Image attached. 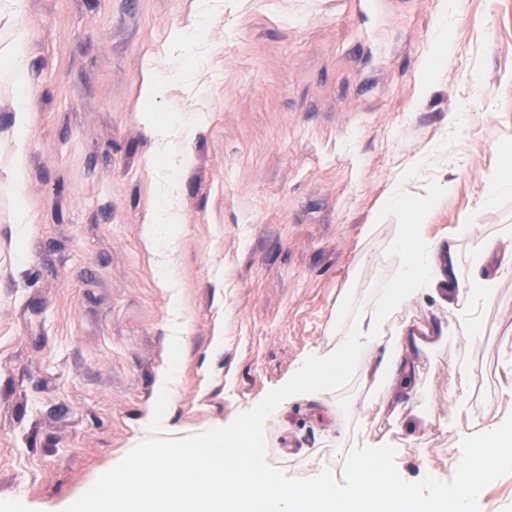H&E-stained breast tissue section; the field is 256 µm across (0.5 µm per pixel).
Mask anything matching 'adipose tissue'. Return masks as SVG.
<instances>
[{
  "mask_svg": "<svg viewBox=\"0 0 512 512\" xmlns=\"http://www.w3.org/2000/svg\"><path fill=\"white\" fill-rule=\"evenodd\" d=\"M421 225L418 214L401 225L393 246L404 260L390 288L366 305L336 346L313 356L299 369L286 389L288 397L329 395L358 366L365 384L385 385L384 405L400 408L415 387L418 360L443 333L430 326L406 324L395 343H386L384 328L390 312L424 292L450 299L468 294L482 300L497 288L502 274L512 273V254H508L496 274L462 286L455 279L453 250L434 246L423 236Z\"/></svg>",
  "mask_w": 512,
  "mask_h": 512,
  "instance_id": "obj_1",
  "label": "adipose tissue"
}]
</instances>
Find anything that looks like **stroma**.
<instances>
[{
    "instance_id": "35a3bbf8",
    "label": "stroma",
    "mask_w": 512,
    "mask_h": 512,
    "mask_svg": "<svg viewBox=\"0 0 512 512\" xmlns=\"http://www.w3.org/2000/svg\"><path fill=\"white\" fill-rule=\"evenodd\" d=\"M199 11L0 0V505L14 512H64L117 464L167 371L170 438L229 425L287 383L390 286L398 227L427 200L422 231L453 248L461 284L483 274L479 240L512 250V0ZM197 114L179 162L152 124ZM168 210L176 246L153 249L145 227ZM470 308L423 293L388 317L390 338L407 323L448 336L402 404L416 436L355 369L327 402L284 403L268 463L340 482L353 449L389 445L407 481L451 480L461 415L512 414V274L473 337Z\"/></svg>"
}]
</instances>
